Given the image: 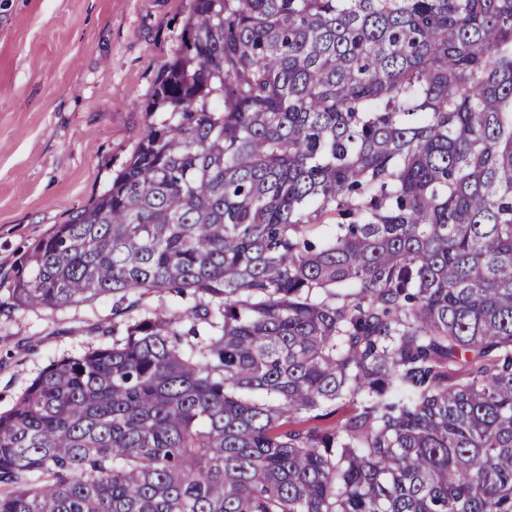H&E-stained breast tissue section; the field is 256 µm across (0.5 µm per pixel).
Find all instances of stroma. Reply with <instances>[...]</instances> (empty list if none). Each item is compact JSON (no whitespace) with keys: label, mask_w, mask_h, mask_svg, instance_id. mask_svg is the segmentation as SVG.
Returning a JSON list of instances; mask_svg holds the SVG:
<instances>
[{"label":"stroma","mask_w":512,"mask_h":512,"mask_svg":"<svg viewBox=\"0 0 512 512\" xmlns=\"http://www.w3.org/2000/svg\"><path fill=\"white\" fill-rule=\"evenodd\" d=\"M187 0H0V411L52 361L105 343L112 297L14 308L26 252L112 183L180 44Z\"/></svg>","instance_id":"1"}]
</instances>
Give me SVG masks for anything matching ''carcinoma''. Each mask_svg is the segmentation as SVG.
Here are the masks:
<instances>
[{
    "label": "carcinoma",
    "mask_w": 512,
    "mask_h": 512,
    "mask_svg": "<svg viewBox=\"0 0 512 512\" xmlns=\"http://www.w3.org/2000/svg\"><path fill=\"white\" fill-rule=\"evenodd\" d=\"M144 111L12 305L196 302L0 412V512H512V0H189ZM193 300L190 295L187 297L181 298L175 294H169V293H159V294H152L149 293L146 297L143 298L141 301V304L144 307L150 311L156 312V311H173L177 308L186 307L189 304H192Z\"/></svg>",
    "instance_id": "obj_1"
}]
</instances>
